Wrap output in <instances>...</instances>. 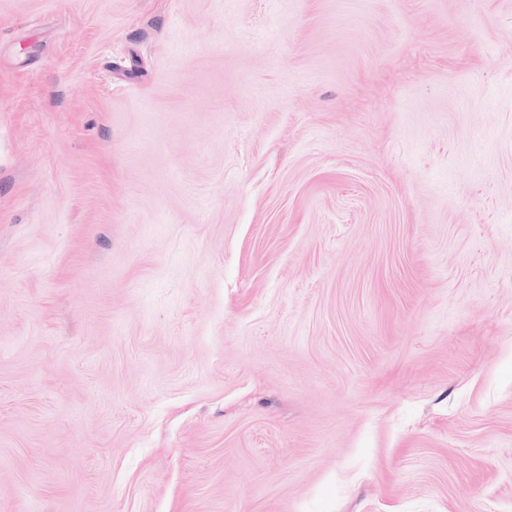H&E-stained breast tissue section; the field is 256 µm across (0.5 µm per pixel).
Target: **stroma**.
Instances as JSON below:
<instances>
[{
  "mask_svg": "<svg viewBox=\"0 0 512 512\" xmlns=\"http://www.w3.org/2000/svg\"><path fill=\"white\" fill-rule=\"evenodd\" d=\"M0 512H512V0H0Z\"/></svg>",
  "mask_w": 512,
  "mask_h": 512,
  "instance_id": "obj_1",
  "label": "stroma"
}]
</instances>
